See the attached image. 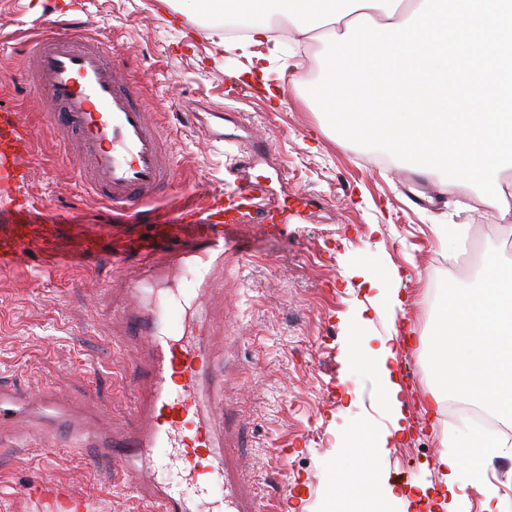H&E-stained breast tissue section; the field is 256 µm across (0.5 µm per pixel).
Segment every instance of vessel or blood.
<instances>
[{
	"mask_svg": "<svg viewBox=\"0 0 512 512\" xmlns=\"http://www.w3.org/2000/svg\"><path fill=\"white\" fill-rule=\"evenodd\" d=\"M26 51L25 80L48 106V120L70 151L73 168L89 195L112 211L135 212L161 190L172 187L178 165L166 150V132L151 122L138 90L112 63V45L85 35L79 27L66 32L52 19L42 21ZM34 127L17 113H0V199L8 200L18 221L0 226V275L13 271L28 252L53 258L60 253L55 223H34L33 204L25 194L28 169L24 159L34 143ZM260 180L236 181L211 190L203 204L181 203L152 224L143 239L113 237L100 225L88 234L78 257L108 249L114 268L132 271L131 304L119 306L118 318L128 335L145 342L148 389L134 405L136 426L123 433L87 428L90 402L72 403L60 413L59 397L44 395L38 412L28 407L25 391L0 382V429L27 419L44 448L67 445L93 449L110 460L123 482L136 492L146 512H211L215 485L225 482L223 414L214 412L206 396L219 374L210 346L216 333L205 317L171 321L167 310L145 299L147 289L168 281L195 256L192 301L206 293L216 266L228 258L243 260L237 233L260 226L270 232L300 221L298 211L269 209ZM175 467L192 484L196 498L182 489L148 479L147 469ZM224 512H267L265 503L224 493Z\"/></svg>",
	"mask_w": 512,
	"mask_h": 512,
	"instance_id": "vessel-or-blood-1",
	"label": "vessel or blood"
}]
</instances>
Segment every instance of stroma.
Segmentation results:
<instances>
[{"instance_id": "35a3bbf8", "label": "stroma", "mask_w": 512, "mask_h": 512, "mask_svg": "<svg viewBox=\"0 0 512 512\" xmlns=\"http://www.w3.org/2000/svg\"><path fill=\"white\" fill-rule=\"evenodd\" d=\"M76 19L87 34L112 43L124 74L144 93L154 119L170 132L179 161L175 187L140 218L112 216L80 187L70 156L47 122V105L28 91L22 41L0 45V112L21 113L38 136L27 159V193L40 213L53 215L60 240L73 246L84 231L113 224L135 238L177 201L203 202L228 177L236 149L210 142L203 132L213 114L225 133L241 132L267 150L252 170L284 175L274 183L273 204L307 198V221L277 234L247 232L246 265L226 268L224 288L202 300L220 330L212 353L224 374V445L231 480L247 494H265L271 476L281 481L279 512H329L327 480L336 466L366 474L375 467L392 486L438 482L433 462L460 425L428 394V365L440 281L474 283L472 266L458 274L437 266L448 256L432 227L466 225L457 252L497 249L512 261V243L496 231L495 210L477 206L471 189L445 194L440 180L416 177L408 161L324 134L322 112L290 90L293 75L318 71L305 47L274 39L238 38L224 46L216 22L176 24L169 0H0V19L26 30L45 17ZM397 270L407 295L402 312L367 302L361 272ZM125 276L107 258L82 264L69 258L30 259L0 275V378L29 394L53 392L90 400L94 427L119 430L133 422V406L145 388L136 372L142 358L113 315ZM365 322H358L357 312ZM404 326L396 367L409 427L402 445L366 463L351 431L391 428L375 378L352 370L350 356L362 337L389 336ZM351 373L348 386L339 377ZM0 446V512H58L56 492L80 496L79 512H139L119 492L110 463L88 464L66 447L46 455L22 447L23 425L7 429ZM48 478L53 491L23 494L25 485Z\"/></svg>"}]
</instances>
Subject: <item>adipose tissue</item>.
Instances as JSON below:
<instances>
[{
  "label": "adipose tissue",
  "mask_w": 512,
  "mask_h": 512,
  "mask_svg": "<svg viewBox=\"0 0 512 512\" xmlns=\"http://www.w3.org/2000/svg\"><path fill=\"white\" fill-rule=\"evenodd\" d=\"M182 20L202 15L233 17L251 40L270 37L278 18L302 41L324 46L317 76L298 75L291 88L321 109L327 129L381 146L412 161L418 177L464 173L476 199L493 208L504 230L512 229V192L502 187L512 169V0H201L199 9L177 7ZM362 87L342 101L323 95L330 78ZM393 339L366 346L360 361L374 376L392 427L369 436L371 448L398 447L407 418L399 378L392 367ZM457 447L475 464L462 469L458 457L440 452L434 461L441 484L410 486L404 500L437 497L456 512L468 488L484 490L483 512H497V492L485 486L482 466L498 456L497 444L467 432ZM330 484L340 499L359 496L382 504L395 493L377 478L353 481L333 470Z\"/></svg>",
  "instance_id": "adipose-tissue-1"
}]
</instances>
